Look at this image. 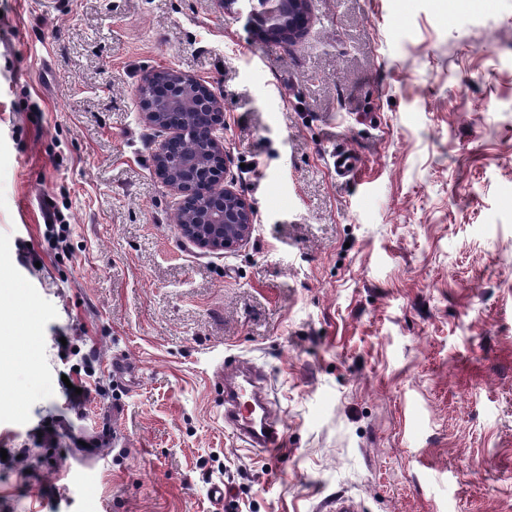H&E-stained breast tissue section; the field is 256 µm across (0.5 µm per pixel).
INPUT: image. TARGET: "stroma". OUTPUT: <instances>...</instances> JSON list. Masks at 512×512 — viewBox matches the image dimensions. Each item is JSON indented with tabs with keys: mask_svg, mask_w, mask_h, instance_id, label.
<instances>
[{
	"mask_svg": "<svg viewBox=\"0 0 512 512\" xmlns=\"http://www.w3.org/2000/svg\"><path fill=\"white\" fill-rule=\"evenodd\" d=\"M251 9L0 0V512H512V0H311L292 43ZM166 69L224 104L235 250L154 171ZM234 359L277 455L224 426Z\"/></svg>",
	"mask_w": 512,
	"mask_h": 512,
	"instance_id": "stroma-1",
	"label": "stroma"
}]
</instances>
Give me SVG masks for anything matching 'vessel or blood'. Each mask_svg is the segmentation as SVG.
Here are the masks:
<instances>
[{
	"mask_svg": "<svg viewBox=\"0 0 512 512\" xmlns=\"http://www.w3.org/2000/svg\"><path fill=\"white\" fill-rule=\"evenodd\" d=\"M261 373L235 366L224 371V425L250 447L276 453L282 429L262 392Z\"/></svg>",
	"mask_w": 512,
	"mask_h": 512,
	"instance_id": "1",
	"label": "vessel or blood"
}]
</instances>
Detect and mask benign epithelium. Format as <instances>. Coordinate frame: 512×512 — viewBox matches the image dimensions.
Returning <instances> with one entry per match:
<instances>
[{
  "instance_id": "benign-epithelium-1",
  "label": "benign epithelium",
  "mask_w": 512,
  "mask_h": 512,
  "mask_svg": "<svg viewBox=\"0 0 512 512\" xmlns=\"http://www.w3.org/2000/svg\"><path fill=\"white\" fill-rule=\"evenodd\" d=\"M264 7L253 12L262 38L293 42L303 37L311 24L309 0H263ZM143 119L155 127H171L179 113L191 110L207 120L200 137L208 143L209 161L193 155L173 157L167 143L153 154L156 175L180 198L177 223L182 237L208 251L233 250L246 242L253 230V211L233 188L224 184L226 154L222 131L224 112L220 98L203 81L183 73L152 102L140 100Z\"/></svg>"
}]
</instances>
